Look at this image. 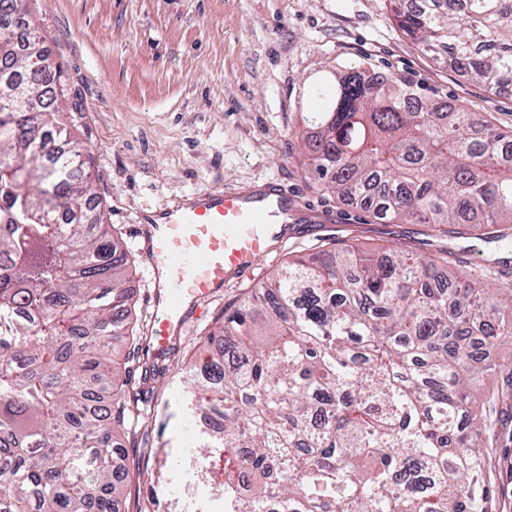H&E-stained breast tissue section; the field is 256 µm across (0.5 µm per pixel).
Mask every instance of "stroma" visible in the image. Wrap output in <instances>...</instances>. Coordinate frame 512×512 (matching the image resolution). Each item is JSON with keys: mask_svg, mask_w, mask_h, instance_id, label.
I'll use <instances>...</instances> for the list:
<instances>
[{"mask_svg": "<svg viewBox=\"0 0 512 512\" xmlns=\"http://www.w3.org/2000/svg\"><path fill=\"white\" fill-rule=\"evenodd\" d=\"M29 9L61 71L59 119L91 151L106 221L138 254L127 286L139 319L153 308L136 228L163 204L274 179L297 192L300 216L330 221L289 238L252 277L230 280L186 327L193 337L208 332L225 304L269 282L290 253L313 252L321 239L431 254L448 245L424 224L362 223L347 202L317 191L300 114L324 72L363 63L378 75H404L512 129V93L489 94L420 52L398 30L389 0H29ZM511 388L505 370L470 386L478 405L496 407L482 427L492 512H512V399L497 401ZM153 391L149 442L129 454L165 466L162 512H190L202 490L173 470L191 445L176 371Z\"/></svg>", "mask_w": 512, "mask_h": 512, "instance_id": "stroma-1", "label": "stroma"}]
</instances>
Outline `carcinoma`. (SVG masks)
<instances>
[{"mask_svg":"<svg viewBox=\"0 0 512 512\" xmlns=\"http://www.w3.org/2000/svg\"><path fill=\"white\" fill-rule=\"evenodd\" d=\"M402 33L495 93L512 91V0H391ZM25 0H0V512H116L158 473L113 445L148 415L142 384L169 370L139 357L125 280L133 253L89 176L92 156L56 122L61 72ZM303 121L322 189L377 224H428L450 239L512 247V131L413 83L355 66L312 84ZM39 155L43 178L18 177ZM454 263L393 246L288 260L224 307L210 360L182 370L203 452L186 471L224 512H486L487 463L468 385L492 366L475 337L511 345L512 288L445 275ZM496 307H481L489 293ZM134 343L139 381L112 361Z\"/></svg>","mask_w":512,"mask_h":512,"instance_id":"1","label":"carcinoma"}]
</instances>
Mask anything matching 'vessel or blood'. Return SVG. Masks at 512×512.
Listing matches in <instances>:
<instances>
[{
	"label": "vessel or blood",
	"mask_w": 512,
	"mask_h": 512,
	"mask_svg": "<svg viewBox=\"0 0 512 512\" xmlns=\"http://www.w3.org/2000/svg\"><path fill=\"white\" fill-rule=\"evenodd\" d=\"M292 192L267 182L224 188L152 213L141 231L153 274L150 328L156 352L168 349L193 310L218 294L230 277L251 276L286 231Z\"/></svg>",
	"instance_id": "b4317fda"
}]
</instances>
